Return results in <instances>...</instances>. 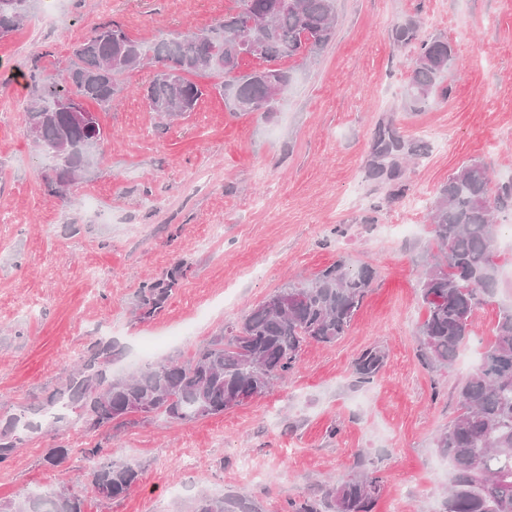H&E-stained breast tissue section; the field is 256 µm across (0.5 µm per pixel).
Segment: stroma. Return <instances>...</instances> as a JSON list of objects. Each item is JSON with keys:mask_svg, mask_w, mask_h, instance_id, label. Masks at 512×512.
<instances>
[{"mask_svg": "<svg viewBox=\"0 0 512 512\" xmlns=\"http://www.w3.org/2000/svg\"><path fill=\"white\" fill-rule=\"evenodd\" d=\"M336 5L329 46L307 63L283 60L294 80L273 112L233 110L214 75L192 112L166 121L143 97L154 68L128 74L111 106L89 103L102 158L60 193L27 132L25 75L61 77L104 21L149 45L211 28L237 0H58L50 16L36 0L0 38V503L66 487L85 512H187L201 493L285 512L362 469L381 479L373 512H439L448 461L433 438L512 303V248L500 247L498 289L455 365L429 368L416 342L428 217L462 165L512 175V0ZM410 19L456 56L449 95L418 111L405 105L415 52L391 36ZM382 127L428 145L425 158L400 161L395 182L368 174ZM339 260L374 273L346 336L306 344L263 396L184 423L135 415L95 431L70 409L77 358L111 345L112 376L185 361L276 288ZM172 276L162 308L143 316L144 286ZM371 347L386 364L362 384L354 362ZM94 446L140 470L129 495L97 496L80 455ZM50 448L70 455L49 466Z\"/></svg>", "mask_w": 512, "mask_h": 512, "instance_id": "stroma-1", "label": "stroma"}]
</instances>
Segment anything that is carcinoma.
Listing matches in <instances>:
<instances>
[{
    "label": "carcinoma",
    "mask_w": 512,
    "mask_h": 512,
    "mask_svg": "<svg viewBox=\"0 0 512 512\" xmlns=\"http://www.w3.org/2000/svg\"><path fill=\"white\" fill-rule=\"evenodd\" d=\"M34 0H0V37L17 30ZM239 10L204 32L170 33L146 48L116 21L97 25L73 49L59 80L34 77L26 106L33 142L52 154L56 179L48 186L75 183L97 161L103 130L84 101L109 105L123 90L133 60L161 64L144 89L150 109L170 118L193 111L203 94L193 76L224 75V96L239 112H272V86L284 91L292 73L268 63L306 61L334 37L336 0H240ZM395 43L412 46L415 57L406 102L422 109L439 89L454 59L451 44L424 39L409 20L392 31ZM246 57L262 62L240 72ZM425 143L409 145L392 129L378 132V158L408 154L422 158ZM512 208V181L493 184L486 166L472 161L448 177L431 209L436 253L420 280L426 316L417 342L426 365L450 368L474 333L476 311L495 294L499 280V214ZM373 282V271L352 270L339 260L312 278L289 281L255 305L245 319L213 337L190 359L161 362L130 377H106L97 370L83 378L71 403L91 429L110 426L131 414L162 415L192 421L220 414L265 394L291 374L304 344H333L345 336ZM176 279L143 288L142 306L150 315L170 295ZM378 348L355 361L358 381H373L385 364ZM459 413L434 437V448L449 457L452 476L440 512H512V307L499 311L494 340L481 361L456 387ZM92 485L98 497L126 496L140 473L108 457L96 463ZM379 477L357 471L324 490L328 512H372ZM4 512H84V500L69 489L21 496ZM192 512H262L237 494L200 496Z\"/></svg>",
    "instance_id": "1"
}]
</instances>
